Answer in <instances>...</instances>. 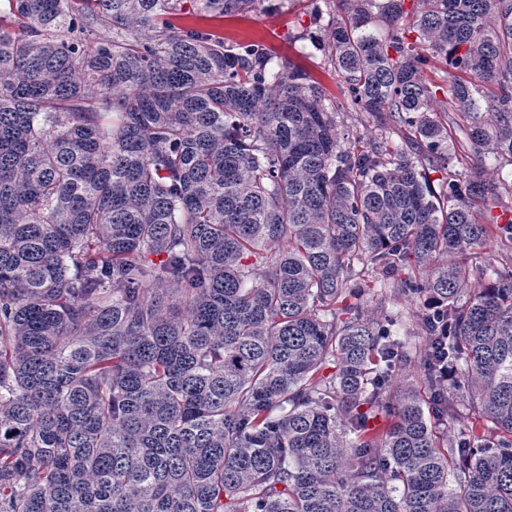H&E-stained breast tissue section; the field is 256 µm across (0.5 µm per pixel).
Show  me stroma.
I'll use <instances>...</instances> for the list:
<instances>
[{
  "label": "stroma",
  "instance_id": "35a3bbf8",
  "mask_svg": "<svg viewBox=\"0 0 512 512\" xmlns=\"http://www.w3.org/2000/svg\"><path fill=\"white\" fill-rule=\"evenodd\" d=\"M181 11L172 21L180 27L196 28L223 39L225 45L249 42L263 45L273 64L290 61L318 82L329 103L341 105L338 131L349 139L369 138L377 133L372 117L347 108L344 86L322 48L331 24L346 20L342 0H251L243 10L224 16H202L196 0H180ZM366 313L401 314L397 337L410 352V367L400 370L392 380L391 397L400 399L407 391H424L418 361L425 342L421 325L410 299L399 289L389 288L364 302Z\"/></svg>",
  "mask_w": 512,
  "mask_h": 512
}]
</instances>
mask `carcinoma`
I'll return each instance as SVG.
<instances>
[{"label": "carcinoma", "instance_id": "cac0c4a2", "mask_svg": "<svg viewBox=\"0 0 512 512\" xmlns=\"http://www.w3.org/2000/svg\"><path fill=\"white\" fill-rule=\"evenodd\" d=\"M7 2L0 512H512V271L468 262L512 242L473 210L512 184L427 180L452 144L512 166V0H346L324 49L367 143L301 68L174 25L179 0ZM395 287L425 400L390 398L400 316L361 314ZM465 402L496 434L444 452L423 404Z\"/></svg>", "mask_w": 512, "mask_h": 512}]
</instances>
